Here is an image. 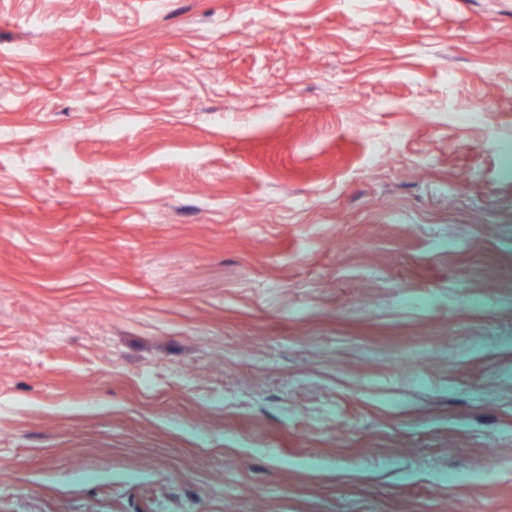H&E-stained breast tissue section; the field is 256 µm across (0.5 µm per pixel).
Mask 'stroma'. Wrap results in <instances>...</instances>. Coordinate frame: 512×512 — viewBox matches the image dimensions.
Returning a JSON list of instances; mask_svg holds the SVG:
<instances>
[{
	"label": "stroma",
	"instance_id": "35a3bbf8",
	"mask_svg": "<svg viewBox=\"0 0 512 512\" xmlns=\"http://www.w3.org/2000/svg\"><path fill=\"white\" fill-rule=\"evenodd\" d=\"M1 464L512 512V0H0Z\"/></svg>",
	"mask_w": 512,
	"mask_h": 512
}]
</instances>
